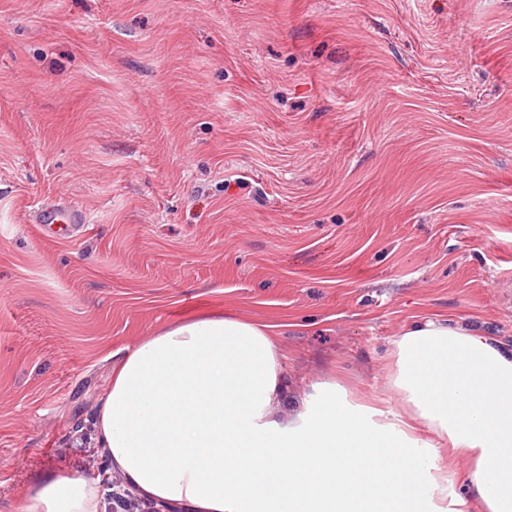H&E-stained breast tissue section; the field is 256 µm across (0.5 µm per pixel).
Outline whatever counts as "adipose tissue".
Wrapping results in <instances>:
<instances>
[{
  "label": "adipose tissue",
  "mask_w": 512,
  "mask_h": 512,
  "mask_svg": "<svg viewBox=\"0 0 512 512\" xmlns=\"http://www.w3.org/2000/svg\"><path fill=\"white\" fill-rule=\"evenodd\" d=\"M399 409L293 384L275 325L231 314L167 326L127 352L96 417L134 497L169 512H512V347L435 317L392 342ZM468 464L454 492L441 454ZM99 478L47 474L16 512H106Z\"/></svg>",
  "instance_id": "ef3b65f1"
}]
</instances>
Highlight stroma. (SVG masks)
<instances>
[{
	"label": "stroma",
	"instance_id": "obj_1",
	"mask_svg": "<svg viewBox=\"0 0 512 512\" xmlns=\"http://www.w3.org/2000/svg\"><path fill=\"white\" fill-rule=\"evenodd\" d=\"M224 311L391 408L415 322L512 345V0H0V512L106 464L111 354ZM86 219L81 213L69 212L59 206L45 207L41 210L37 224L41 233L49 238L72 235L81 230Z\"/></svg>",
	"mask_w": 512,
	"mask_h": 512
}]
</instances>
